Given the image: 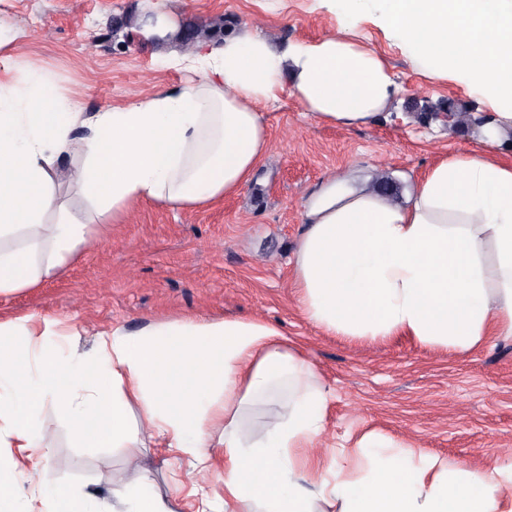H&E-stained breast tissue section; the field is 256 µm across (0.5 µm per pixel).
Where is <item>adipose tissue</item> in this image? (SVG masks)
<instances>
[{
	"instance_id": "obj_1",
	"label": "adipose tissue",
	"mask_w": 512,
	"mask_h": 512,
	"mask_svg": "<svg viewBox=\"0 0 512 512\" xmlns=\"http://www.w3.org/2000/svg\"><path fill=\"white\" fill-rule=\"evenodd\" d=\"M369 15L433 82L466 84L497 111L487 151L443 157L399 205L347 177L308 198L292 253L305 318L332 336L411 340L470 352L512 341V158L490 154L512 130V0H323ZM184 85L83 115L53 80L0 81V295L39 287L77 256L93 225L135 205L211 206L247 185L269 146L260 104L290 96L316 121L370 123L396 93L387 60L339 33L275 46L243 28L184 53ZM64 183L85 206L55 193ZM15 247H5L8 239ZM287 398L257 430L246 415L280 378ZM332 390L304 346L252 318L163 319L96 332L79 350L63 322L0 320V512L19 477L52 458L38 418L52 405L80 447L177 449L193 473L219 471L206 512H512V461L467 468L370 432L312 455ZM120 512H174L146 478L112 491ZM31 512H105L82 488L41 491Z\"/></svg>"
}]
</instances>
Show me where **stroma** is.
<instances>
[{
    "label": "stroma",
    "instance_id": "1",
    "mask_svg": "<svg viewBox=\"0 0 512 512\" xmlns=\"http://www.w3.org/2000/svg\"><path fill=\"white\" fill-rule=\"evenodd\" d=\"M175 25L224 17L276 42L333 35L342 19L321 0H0V77L47 72L75 112H100L181 86L172 61L177 42L126 44L147 11ZM381 53L399 86L374 122L344 128L304 115L288 93L264 105L269 149L251 184L204 209L160 203L131 211L106 236L90 235L79 257L40 287L0 296V316L38 314L90 335L136 331L169 317L242 316L279 324L304 345L333 391L314 453L368 431L480 467L512 459V341L464 354L407 339L345 341L310 323L292 292L291 252L303 230L304 204L339 174L362 184L384 176L394 202L410 199L415 180L443 156L480 151L492 109L465 85L430 82L371 17L350 29ZM454 118H447V111ZM53 460L38 478L70 480L104 502L130 468L109 448L76 447L52 407L42 415ZM139 464L177 512H196L186 462L169 449H143Z\"/></svg>",
    "mask_w": 512,
    "mask_h": 512
}]
</instances>
